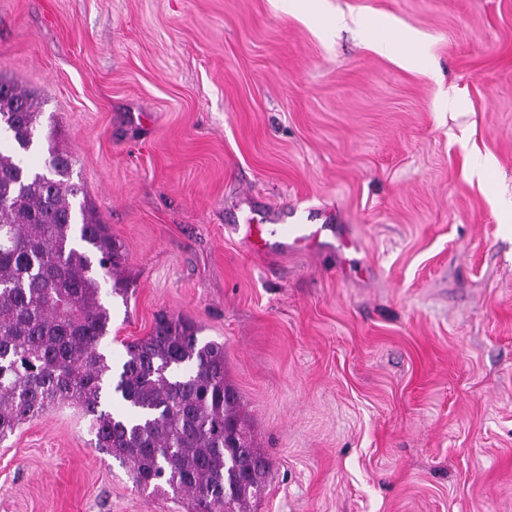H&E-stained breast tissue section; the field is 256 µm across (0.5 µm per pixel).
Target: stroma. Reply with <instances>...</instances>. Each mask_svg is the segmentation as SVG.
<instances>
[{
  "label": "stroma",
  "mask_w": 512,
  "mask_h": 512,
  "mask_svg": "<svg viewBox=\"0 0 512 512\" xmlns=\"http://www.w3.org/2000/svg\"><path fill=\"white\" fill-rule=\"evenodd\" d=\"M0 0L125 254L100 348L157 314L224 346L271 464L251 512H512V0ZM410 32L416 58L378 34ZM333 212L248 250L250 209ZM350 247H342L343 239ZM51 409L0 441V512H189Z\"/></svg>",
  "instance_id": "35a3bbf8"
}]
</instances>
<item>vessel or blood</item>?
Wrapping results in <instances>:
<instances>
[{"instance_id": "obj_1", "label": "vessel or blood", "mask_w": 512, "mask_h": 512, "mask_svg": "<svg viewBox=\"0 0 512 512\" xmlns=\"http://www.w3.org/2000/svg\"><path fill=\"white\" fill-rule=\"evenodd\" d=\"M323 230V225L312 223L308 214L301 210L289 215L263 212L234 227L246 246L257 253L285 248L307 249L318 245Z\"/></svg>"}]
</instances>
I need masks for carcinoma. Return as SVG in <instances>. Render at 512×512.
Listing matches in <instances>:
<instances>
[{
	"label": "carcinoma",
	"mask_w": 512,
	"mask_h": 512,
	"mask_svg": "<svg viewBox=\"0 0 512 512\" xmlns=\"http://www.w3.org/2000/svg\"><path fill=\"white\" fill-rule=\"evenodd\" d=\"M40 126L35 97L0 78V133L11 151L0 152V438L72 406L138 488L187 496L191 512H250L270 462L226 380L224 344L161 314L113 372L100 351L110 323L101 283L127 294L122 246L87 201L75 204L86 193L53 134L46 171L18 158L41 149ZM107 397L125 410L105 409Z\"/></svg>",
	"instance_id": "cac0c4a2"
}]
</instances>
